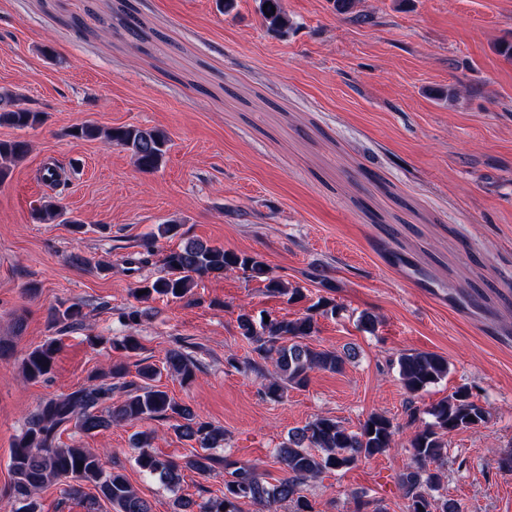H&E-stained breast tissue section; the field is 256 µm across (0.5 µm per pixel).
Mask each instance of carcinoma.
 I'll return each instance as SVG.
<instances>
[{
	"mask_svg": "<svg viewBox=\"0 0 512 512\" xmlns=\"http://www.w3.org/2000/svg\"><path fill=\"white\" fill-rule=\"evenodd\" d=\"M271 3L266 8L264 4ZM260 14L267 29L279 35L288 34L291 24L283 0H259ZM45 121V113L26 106L23 96L14 92L0 93V125L35 129ZM78 139H100L130 152L134 165L144 173L156 171L168 151L169 137L158 129L136 126L101 128L82 123L66 131ZM30 151L23 139L0 141V183L10 169ZM62 207L54 199L44 201L38 209V219L54 223L63 219ZM178 225L160 224L157 233L142 243V257L129 264H147L155 255L157 238L173 236ZM164 274L138 287L139 299H183L194 288L197 277H221L228 271L239 270L250 278H261L266 291L287 295L291 300L303 297L302 289L289 287L278 277L269 275L259 257L226 251L190 239L169 251L162 260ZM315 311L288 319L269 317L256 321L247 311L237 317L240 334L252 345L257 356L270 363L272 370L261 368L253 361L241 362L234 357L228 364L238 370L253 371L267 379L264 394L278 398L289 387L307 385L310 373L327 371L340 373L351 358L349 353L311 346L307 339L316 331L315 312L335 313L336 305L320 300ZM83 307L77 302L60 304L49 310L48 321L53 325L77 326L83 323ZM93 345H109L127 355L140 350L139 340L132 334L107 338L90 336ZM56 352L50 341L26 352L21 358V374L27 381H39L51 372ZM399 379L407 393L416 395L448 375V361L432 352L402 353L397 359ZM199 366L183 347L166 351L162 366L137 365L139 382H128V366L116 363L98 378V382L80 387L69 394L50 398L39 405L27 421L26 430L19 436L10 455L11 484L7 495L13 512H40L38 492L53 481H63L72 496L85 495L84 487L94 490L89 496L88 512H98L100 503L109 512H152L150 503L131 486L118 468H106L105 457L86 448H70L59 442L69 427L94 434L121 423H133L161 418L172 422V428L183 439L196 443L201 451L183 457L179 462L153 451L152 434L137 437L135 463L148 478L165 485L180 481L181 472L189 469L202 477L210 476L216 468L224 469V492L196 503L190 499L178 502V512H242L244 501L257 504L263 512H277L287 505L292 512H315L314 505L304 494L306 483L333 471L347 469L361 459L373 458L388 452L395 444L399 427L382 413L374 412L360 428L352 431L334 418L318 416L288 435V442L275 449L277 460L284 465L287 476L274 485L262 481L254 467L240 464L212 453L224 446V431L198 418L186 405L154 385L166 371L190 383ZM125 397L114 398L115 391ZM409 422L417 424L409 441L411 464L401 474V484L408 500V512H461L460 505L444 496L436 497L442 480L440 467L447 454L445 438L465 429H475L487 423V412L471 400L466 390H458L425 411L410 410Z\"/></svg>",
	"mask_w": 512,
	"mask_h": 512,
	"instance_id": "obj_1",
	"label": "carcinoma"
}]
</instances>
